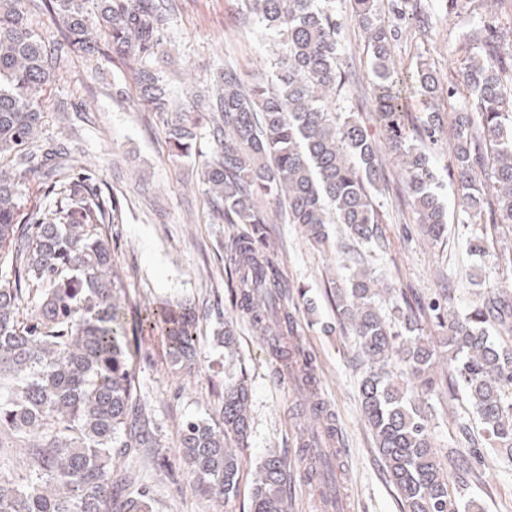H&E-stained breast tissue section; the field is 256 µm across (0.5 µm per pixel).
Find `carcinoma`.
Masks as SVG:
<instances>
[{
    "label": "carcinoma",
    "instance_id": "carcinoma-1",
    "mask_svg": "<svg viewBox=\"0 0 512 512\" xmlns=\"http://www.w3.org/2000/svg\"><path fill=\"white\" fill-rule=\"evenodd\" d=\"M264 41L277 47L267 80H245L224 67L208 96L206 113L176 103L161 71L150 65L164 46L173 5L164 0H0V458L27 449V465L0 463V512H152L134 460L145 448L164 458L152 415L130 364L116 284L107 209L88 177L70 174L68 149L36 137L45 126L43 90L73 56L102 55L133 80L139 101L177 157L190 154L200 124L212 144L200 181L214 224H244L230 248L240 307L292 379L308 386L306 417L318 418L307 374L294 365L300 352L279 337L294 336L288 281L273 256L261 251L270 223L262 201L281 219L300 224L317 244L330 224L350 240L381 245L377 205L380 142L350 109L333 108L349 94L341 32L349 23L365 34L368 80L386 141L401 157L416 223L438 243L448 234L432 147L448 144L446 170L456 176L454 198L468 226L489 214L491 223L466 239L472 255H489L488 228L512 225V45L505 46L493 13L479 14L459 47L460 67L443 84L423 62L411 76L430 112L407 122L394 43L407 28L434 39L421 0H389L394 21L378 0H243ZM447 101L448 124L436 102ZM51 180L50 212L33 196ZM391 300L379 306V292ZM338 323L363 358L359 395L376 448L401 495L402 512H481L462 501L469 469L450 484L438 461L426 397L441 387L461 396L475 413L487 443L512 456V285L490 290L477 305L457 309L444 292L414 307L407 293L380 290L363 259L352 260L336 286ZM170 363L195 364L199 315L183 302L161 310ZM428 319L444 330L433 341ZM448 361L437 377L434 365ZM249 390L224 382L220 406L207 418L181 425L179 459L212 497L236 496L238 449L248 438ZM307 473L331 489L336 451L304 445ZM288 462L269 454L252 488V512H288L283 485Z\"/></svg>",
    "mask_w": 512,
    "mask_h": 512
}]
</instances>
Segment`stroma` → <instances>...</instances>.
Masks as SVG:
<instances>
[{"instance_id": "obj_1", "label": "stroma", "mask_w": 512, "mask_h": 512, "mask_svg": "<svg viewBox=\"0 0 512 512\" xmlns=\"http://www.w3.org/2000/svg\"><path fill=\"white\" fill-rule=\"evenodd\" d=\"M241 4L174 0L167 44L175 53L163 72L180 98L190 102L203 94L227 65L248 80L268 74L272 51ZM483 4L469 0L451 14L443 0H429L437 41L401 40L395 54L404 72L424 59L443 75H454L460 66L458 42L472 12L482 11ZM344 39L350 54L348 105L362 113L369 134L382 139L384 128L367 79L364 36L350 25ZM45 98L50 118L44 139L67 134L77 172L91 176L101 200L120 203L111 230L112 271L122 282L121 306L137 309L136 375L169 459L162 468L143 452L136 462L156 512H251L252 474L272 452L290 463L288 512H316L318 494L301 478L305 463L298 446L304 426L296 412L305 391L280 379L281 365L271 357L265 337L256 333L235 302L227 249L241 225L211 223L206 198L197 186L201 165L211 156L207 129L199 130L192 157L172 158L160 126L139 103L129 76L102 58L75 59L63 78L48 87ZM381 164L385 186L377 200L385 218L382 247L355 244L339 224L330 225L324 245L310 240L298 224L267 227L266 242L288 282V308L298 322L294 340L311 362L319 395L341 438L337 491L347 498L349 512H401V503L361 409V365L354 342L336 327L333 292L341 265L361 255L379 284H393L420 303L448 289L458 308L478 302L480 292L512 282V267L495 261L477 264L468 252L448 173L440 175L450 212L448 237L435 246L415 222L404 172L390 148H383ZM177 301L203 313L196 337L199 361L187 371L171 369L162 324L154 319L160 307ZM228 321L236 330L237 353L231 359L215 336ZM239 373L249 386L250 435L240 451L238 493L219 501L207 495L180 462L179 429L186 418L211 413L224 394L225 377ZM429 404L434 446L445 468L453 469L461 463L459 450L466 445L457 424L469 419L471 410L444 389L433 393ZM484 453V464L471 466L465 495L479 500L483 512H512V460L490 447Z\"/></svg>"}]
</instances>
